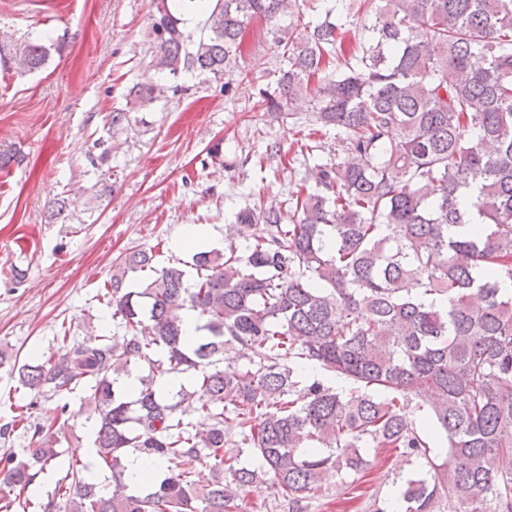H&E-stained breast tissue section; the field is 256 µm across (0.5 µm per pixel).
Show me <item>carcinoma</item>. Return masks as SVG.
<instances>
[{"label": "carcinoma", "instance_id": "cac0c4a2", "mask_svg": "<svg viewBox=\"0 0 512 512\" xmlns=\"http://www.w3.org/2000/svg\"><path fill=\"white\" fill-rule=\"evenodd\" d=\"M320 2L321 19L305 22L300 0H212L194 31L156 0L148 67L163 81L132 86L109 132L177 93L169 81L185 73L220 81L260 66L243 42L262 19L284 66L256 107L313 113L348 136L356 159L323 166L321 189L301 190L286 218L240 210L252 240L198 247L193 280L156 269L151 252L127 253L107 289L125 335L13 364L38 396L88 388L111 480L88 482L70 465L55 492L63 512H236L239 493L268 483L304 512L326 471L367 470L369 447L425 460L427 475L400 488L405 512H512V0ZM354 29L357 50L337 71L331 59ZM52 48L0 43V72L29 74ZM187 309L201 320L193 342ZM226 349L242 363L224 367ZM139 362L149 374L122 386ZM303 364L323 378L299 386ZM177 376L185 383L164 390ZM336 377L349 389L330 385ZM414 396L447 441L441 464L407 418ZM198 410L212 419L203 433L188 421ZM229 430L256 465L224 457ZM58 444L36 428L23 456L0 458V512L29 502L21 493ZM130 449L174 468L132 488Z\"/></svg>", "mask_w": 512, "mask_h": 512}]
</instances>
